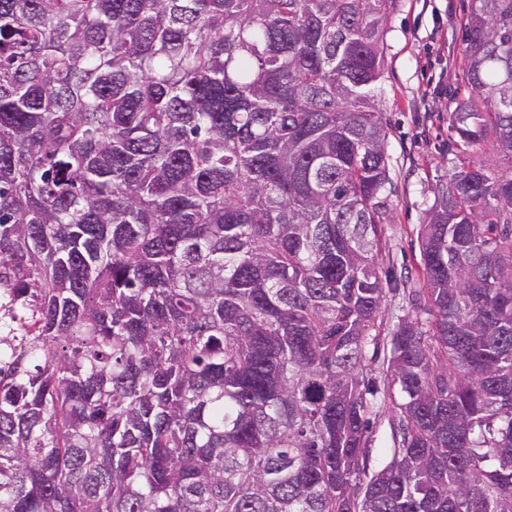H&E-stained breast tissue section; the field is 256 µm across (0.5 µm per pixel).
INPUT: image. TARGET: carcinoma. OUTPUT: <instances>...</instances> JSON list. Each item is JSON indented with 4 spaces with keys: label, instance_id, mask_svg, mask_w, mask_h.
I'll return each mask as SVG.
<instances>
[{
    "label": "carcinoma",
    "instance_id": "cac0c4a2",
    "mask_svg": "<svg viewBox=\"0 0 512 512\" xmlns=\"http://www.w3.org/2000/svg\"><path fill=\"white\" fill-rule=\"evenodd\" d=\"M394 2L0 0V512H512V0L383 336ZM408 310L409 306L406 301L403 300L401 295H394V293L389 292L385 305L382 335L385 336L388 334V331L392 328L393 324L397 322L398 318L405 315ZM373 431L372 448H374V450L370 461V470L378 469L387 461V454L382 450V448L390 447L387 415H382L376 420Z\"/></svg>",
    "mask_w": 512,
    "mask_h": 512
}]
</instances>
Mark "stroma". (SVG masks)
<instances>
[{"label": "stroma", "mask_w": 512, "mask_h": 512, "mask_svg": "<svg viewBox=\"0 0 512 512\" xmlns=\"http://www.w3.org/2000/svg\"><path fill=\"white\" fill-rule=\"evenodd\" d=\"M470 0H395L386 26L385 73L376 93L387 124L394 183L392 224L378 254L382 271L415 272L418 231L457 159L449 112L467 97L461 25Z\"/></svg>", "instance_id": "1"}]
</instances>
